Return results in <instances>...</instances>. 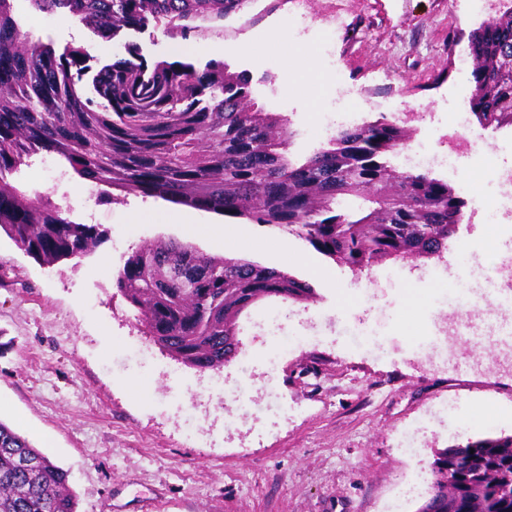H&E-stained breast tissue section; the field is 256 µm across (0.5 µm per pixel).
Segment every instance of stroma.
I'll return each mask as SVG.
<instances>
[{
	"instance_id": "35a3bbf8",
	"label": "stroma",
	"mask_w": 512,
	"mask_h": 512,
	"mask_svg": "<svg viewBox=\"0 0 512 512\" xmlns=\"http://www.w3.org/2000/svg\"><path fill=\"white\" fill-rule=\"evenodd\" d=\"M14 6L27 30L59 51L83 48L95 70L131 46L148 64L173 61L183 40L154 26L104 38L68 12L40 13L28 0ZM495 13L475 0H252L245 13L186 39L188 60L204 67L208 45L223 44L224 62L250 75L256 103L288 116L296 160L327 145L319 114L340 85L360 94L364 122L435 113L433 124L410 130L412 143L438 149L449 113L470 108V36ZM300 14L303 29L293 23ZM333 16L344 28L329 72L311 40ZM279 28L287 39L271 38ZM243 43L253 52L239 53ZM42 161L32 156L13 184L55 202L94 190L92 212L75 206L68 215L103 236L91 253L49 267L0 237V421L69 470L77 512H417L435 450L512 436V366L495 367L494 349L473 328L432 333L464 318L449 293L460 276L479 281L487 263L460 254V241L492 235L512 256V234L477 205L469 158L431 171L466 203L439 258L386 259L357 275L260 224H247L245 248L192 237L205 254L276 268L315 292L242 313L246 375L236 358L206 372L173 360L116 293L132 249L185 238L180 225L161 221L184 206L139 193L104 199L101 185L76 179L65 160L54 158L52 174ZM425 269L432 279L418 281ZM135 346L143 357L128 359ZM135 380L148 382L147 392L131 390ZM243 387L248 402H234ZM462 413L474 424L460 425Z\"/></svg>"
}]
</instances>
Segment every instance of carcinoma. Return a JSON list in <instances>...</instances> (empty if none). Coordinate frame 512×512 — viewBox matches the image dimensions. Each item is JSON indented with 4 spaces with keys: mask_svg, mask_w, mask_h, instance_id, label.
<instances>
[{
    "mask_svg": "<svg viewBox=\"0 0 512 512\" xmlns=\"http://www.w3.org/2000/svg\"><path fill=\"white\" fill-rule=\"evenodd\" d=\"M14 0H0V233L36 261L79 257L98 227L63 217L8 177L37 152L55 153L80 177L197 210L288 232L359 275L383 259L439 257L465 202L427 173H396L382 154L406 140L386 118L343 128L302 163L280 112L255 105L251 79L210 60L118 59L94 75L80 47L55 53L24 29ZM41 13L65 10L93 33L151 24L187 37L198 22H222L249 0H28ZM477 61L470 104L484 128L512 127V10L470 39ZM91 76L93 95L80 92ZM343 197L368 205L338 208ZM143 334L181 364L219 370L240 350L236 323L248 302L307 301L311 286L237 257L208 256L175 239L135 248L116 278ZM449 447L416 512H512V437L469 441L458 479ZM0 512H77L70 473L0 422Z\"/></svg>",
    "mask_w": 512,
    "mask_h": 512,
    "instance_id": "cac0c4a2",
    "label": "carcinoma"
}]
</instances>
